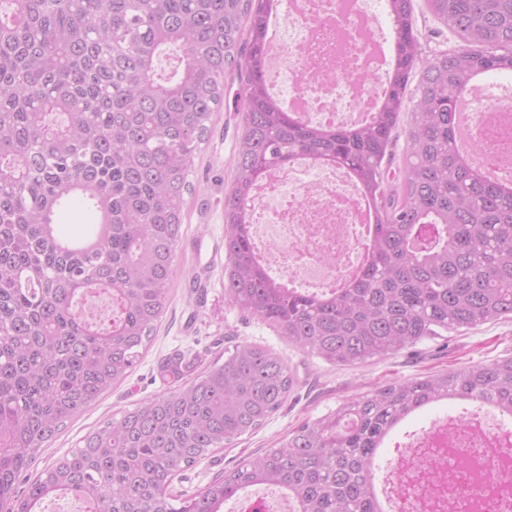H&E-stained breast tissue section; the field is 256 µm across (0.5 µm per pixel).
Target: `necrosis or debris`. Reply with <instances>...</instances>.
<instances>
[{"label": "necrosis or debris", "mask_w": 512, "mask_h": 512, "mask_svg": "<svg viewBox=\"0 0 512 512\" xmlns=\"http://www.w3.org/2000/svg\"><path fill=\"white\" fill-rule=\"evenodd\" d=\"M284 0L282 35L270 55L271 72L287 75L278 86L286 105L303 104L306 119L352 125L376 96L384 71L371 42L347 34L373 19L363 0ZM469 154L479 168L512 171V93L497 95L476 113ZM248 209L258 256L288 287L329 292L353 278L363 262L368 204L347 173L307 159L268 174ZM498 448L512 455V424L473 412L466 419L441 414L408 436L384 477L390 512H504L512 469H488L477 478L465 458Z\"/></svg>", "instance_id": "4bbe7bcc"}]
</instances>
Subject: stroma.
<instances>
[{
	"label": "stroma",
	"mask_w": 512,
	"mask_h": 512,
	"mask_svg": "<svg viewBox=\"0 0 512 512\" xmlns=\"http://www.w3.org/2000/svg\"><path fill=\"white\" fill-rule=\"evenodd\" d=\"M241 91L239 80H226L224 105L214 114L210 136L194 159L190 176L194 190L186 197L170 303L141 361L127 379L65 422L38 454L32 472L42 471L79 447L90 431L161 394L164 386L157 375L158 364L177 350L204 351L215 359L241 342L261 345L284 359L295 385L287 403L260 428L180 472L170 486L174 494L201 489L217 474L278 447L292 428L355 394L404 378L512 356V320H500L428 338L396 354L357 365L334 366L303 352L278 329L231 304L224 295V195L231 188L243 126L238 101ZM56 221L64 237L78 241L90 234L98 215L82 198L74 197L62 206ZM197 274L206 282L205 292H197L191 284Z\"/></svg>",
	"instance_id": "35a3bbf8"
}]
</instances>
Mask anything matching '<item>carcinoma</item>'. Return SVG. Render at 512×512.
<instances>
[{"instance_id": "obj_1", "label": "carcinoma", "mask_w": 512, "mask_h": 512, "mask_svg": "<svg viewBox=\"0 0 512 512\" xmlns=\"http://www.w3.org/2000/svg\"><path fill=\"white\" fill-rule=\"evenodd\" d=\"M276 2L0 0V512H35L63 492L80 494L89 512H221L256 485L283 489L294 512H381L375 451L410 414L451 398L512 415V358L389 383L175 496L181 470L288 399L282 357L242 344L189 382L191 362L166 361L164 393L30 473L67 419L136 368L161 321L194 155L232 75L245 78L224 196L232 303L343 366L512 319V181L473 167L455 136L456 103L473 75L512 73V0H427L458 46L425 57L414 0H386L397 33L389 89L355 126L305 122L268 92ZM166 50L179 52L180 65L161 79ZM401 134V177L391 182L385 160ZM298 158L345 169L372 206L366 264L329 293L285 288L251 236L246 203L256 185ZM77 192L100 222L71 244L55 217ZM99 293L112 303L106 322L75 306Z\"/></svg>"}]
</instances>
